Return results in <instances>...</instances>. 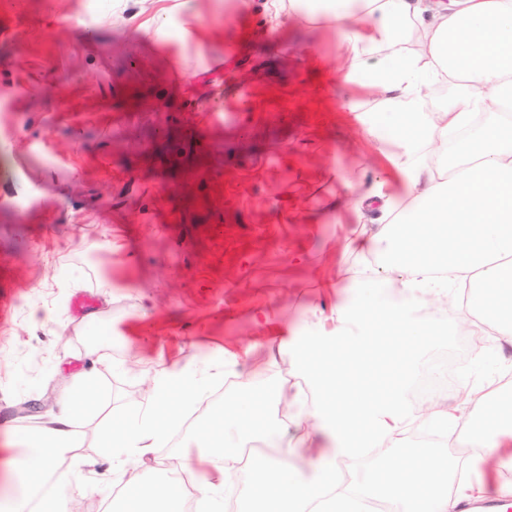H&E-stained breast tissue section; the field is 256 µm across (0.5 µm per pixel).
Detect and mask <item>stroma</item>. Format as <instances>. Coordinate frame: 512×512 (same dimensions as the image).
I'll list each match as a JSON object with an SVG mask.
<instances>
[{
  "label": "stroma",
  "mask_w": 512,
  "mask_h": 512,
  "mask_svg": "<svg viewBox=\"0 0 512 512\" xmlns=\"http://www.w3.org/2000/svg\"><path fill=\"white\" fill-rule=\"evenodd\" d=\"M259 2L0 0V429L38 428L94 372L102 400L60 463L84 512L112 500L100 437L158 364L250 346L238 382L317 404L278 346L353 298L346 239L380 228L354 204L387 163L338 106L374 93L345 84L336 33L262 30Z\"/></svg>",
  "instance_id": "35a3bbf8"
}]
</instances>
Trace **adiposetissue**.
Listing matches in <instances>:
<instances>
[{
  "label": "adipose tissue",
  "instance_id": "obj_1",
  "mask_svg": "<svg viewBox=\"0 0 512 512\" xmlns=\"http://www.w3.org/2000/svg\"><path fill=\"white\" fill-rule=\"evenodd\" d=\"M260 11L272 27L296 18L338 32L347 81L378 96L375 113L358 102L350 109L385 145L400 186L383 180L361 196L356 213L376 208L384 224L378 235L357 234L345 247L362 255L385 250L398 293H386L378 278L361 279L356 295L337 304L332 329L320 324L297 336L291 349L321 393L311 410L279 384L265 395L238 390L223 406L212 404L208 382L234 372L237 354L155 371L147 405L121 417L100 445L138 465L167 447L187 411L203 409L206 436L195 447L204 472L191 506L180 480L158 489L129 477L121 512H222L228 486L246 512H361L366 492L400 502L404 512H455L458 501L489 493L512 499L511 480L490 484L483 473L492 455L512 468V454L500 453L503 437H512V410L499 406L505 383L461 375L455 403L436 401L423 413L404 398L414 358L436 334L417 314L421 303L438 301L457 318L472 360L485 355L488 337L512 343V0H262ZM448 83L457 94L428 107L432 88ZM100 397L95 375L74 373L58 414L35 432H8L0 456L10 480L33 489L54 476ZM269 397L297 407L292 432L271 417ZM412 426L441 436L464 427L469 480L454 485L451 447L397 458ZM255 436L280 437L287 452L266 457L242 483L234 447ZM363 438L378 464L360 489L336 491L340 463L357 454ZM300 456L312 460L311 476L295 465Z\"/></svg>",
  "mask_w": 512,
  "mask_h": 512
}]
</instances>
